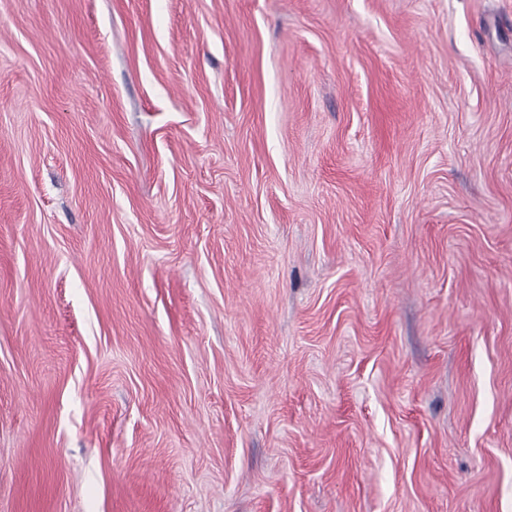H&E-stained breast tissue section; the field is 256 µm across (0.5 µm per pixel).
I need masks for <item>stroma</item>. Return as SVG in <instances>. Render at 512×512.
<instances>
[{
  "label": "stroma",
  "mask_w": 512,
  "mask_h": 512,
  "mask_svg": "<svg viewBox=\"0 0 512 512\" xmlns=\"http://www.w3.org/2000/svg\"><path fill=\"white\" fill-rule=\"evenodd\" d=\"M0 512H512V0H0Z\"/></svg>",
  "instance_id": "obj_1"
}]
</instances>
